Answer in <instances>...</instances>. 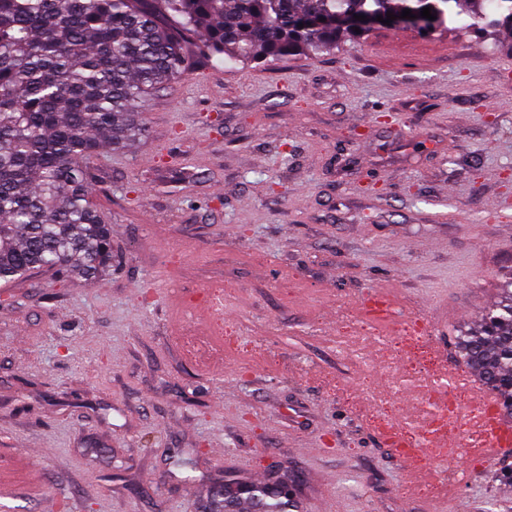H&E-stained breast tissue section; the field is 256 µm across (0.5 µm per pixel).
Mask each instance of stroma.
I'll use <instances>...</instances> for the list:
<instances>
[{
	"instance_id": "stroma-1",
	"label": "stroma",
	"mask_w": 512,
	"mask_h": 512,
	"mask_svg": "<svg viewBox=\"0 0 512 512\" xmlns=\"http://www.w3.org/2000/svg\"><path fill=\"white\" fill-rule=\"evenodd\" d=\"M148 132L87 163L112 270L0 281V512H197L213 478L296 481L303 512H512V449L408 490L385 414L423 374L355 334L389 291L459 362L512 273V34H427L264 63L213 59L156 88ZM236 264L232 279L224 270ZM224 300L200 319L201 295ZM224 324L218 361L175 333Z\"/></svg>"
}]
</instances>
